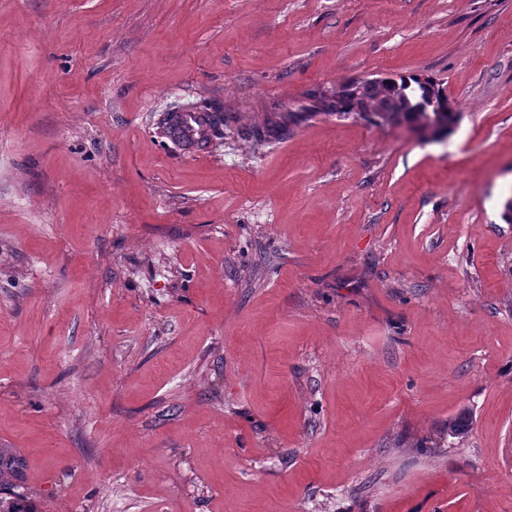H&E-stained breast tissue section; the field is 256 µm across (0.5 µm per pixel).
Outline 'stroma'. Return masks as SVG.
<instances>
[{
    "label": "stroma",
    "instance_id": "35a3bbf8",
    "mask_svg": "<svg viewBox=\"0 0 512 512\" xmlns=\"http://www.w3.org/2000/svg\"><path fill=\"white\" fill-rule=\"evenodd\" d=\"M410 74L447 135L304 111ZM214 106L183 155L162 118ZM511 200L512 0H0L34 512H512Z\"/></svg>",
    "mask_w": 512,
    "mask_h": 512
}]
</instances>
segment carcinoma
<instances>
[{"label":"carcinoma","mask_w":512,"mask_h":512,"mask_svg":"<svg viewBox=\"0 0 512 512\" xmlns=\"http://www.w3.org/2000/svg\"><path fill=\"white\" fill-rule=\"evenodd\" d=\"M397 88L383 93L373 86L364 87L356 99L332 94L330 96L318 90L309 92L311 105L309 109L323 112H346L356 108L359 113H368L382 108L379 116L387 121L398 124L403 122L425 127L429 113L418 110V102L422 95V87L413 77L401 76L396 79ZM26 463L22 456L11 451L0 449V492L18 488L25 480ZM0 512H30L26 500L21 495L10 498L0 497Z\"/></svg>","instance_id":"cac0c4a2"}]
</instances>
